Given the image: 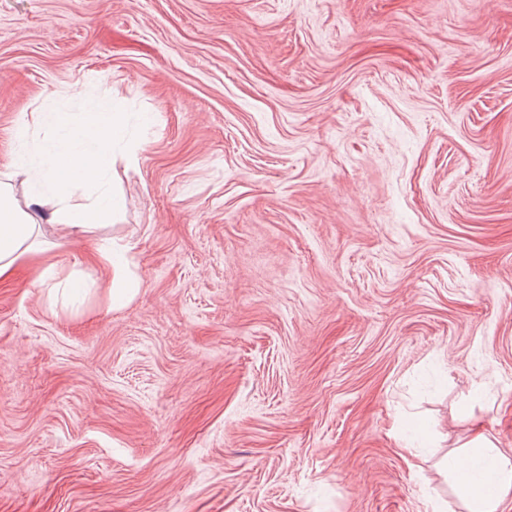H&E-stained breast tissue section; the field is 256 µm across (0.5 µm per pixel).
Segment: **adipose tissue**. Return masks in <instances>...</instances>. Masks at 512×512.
Returning a JSON list of instances; mask_svg holds the SVG:
<instances>
[{"label": "adipose tissue", "mask_w": 512, "mask_h": 512, "mask_svg": "<svg viewBox=\"0 0 512 512\" xmlns=\"http://www.w3.org/2000/svg\"><path fill=\"white\" fill-rule=\"evenodd\" d=\"M36 127L67 124L71 127L74 148H53L33 159L22 154L14 166V176L23 179L32 202L54 198L57 207L52 221L59 237L66 238L78 229L104 223L120 207L118 196L102 192L90 203L75 201L70 184L57 171L71 165L75 179L100 184L112 168V137L121 124L120 115L103 112L92 105L81 117L66 118L47 112L32 115ZM37 221L16 203L10 184L0 183V279L9 276L18 262L33 252L31 238ZM474 454L470 462L447 456L444 466L455 485L457 498L467 512H498L502 502L512 495V457L497 450L483 434L469 442Z\"/></svg>", "instance_id": "obj_1"}]
</instances>
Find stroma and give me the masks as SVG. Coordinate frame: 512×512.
<instances>
[{
  "label": "stroma",
  "instance_id": "stroma-1",
  "mask_svg": "<svg viewBox=\"0 0 512 512\" xmlns=\"http://www.w3.org/2000/svg\"><path fill=\"white\" fill-rule=\"evenodd\" d=\"M94 104L124 206L0 280V512H432L512 456V0H0V181ZM469 445L475 452L468 466L450 454L444 462L456 496L467 512H499L512 491V458L498 451L482 433H477Z\"/></svg>",
  "mask_w": 512,
  "mask_h": 512
}]
</instances>
